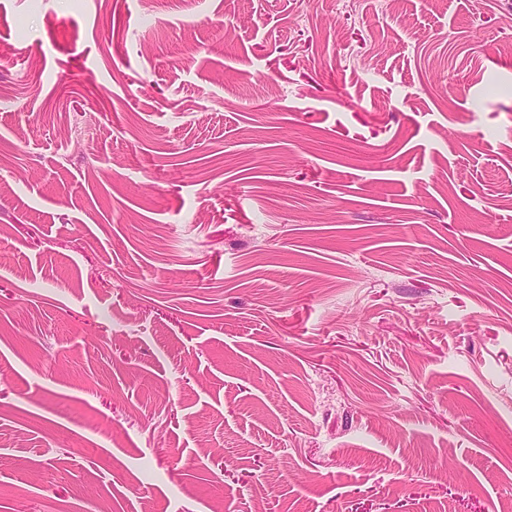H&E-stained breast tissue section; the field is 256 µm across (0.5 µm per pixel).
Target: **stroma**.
<instances>
[{"label":"stroma","mask_w":512,"mask_h":512,"mask_svg":"<svg viewBox=\"0 0 512 512\" xmlns=\"http://www.w3.org/2000/svg\"><path fill=\"white\" fill-rule=\"evenodd\" d=\"M512 512V0H0V512Z\"/></svg>","instance_id":"1"}]
</instances>
